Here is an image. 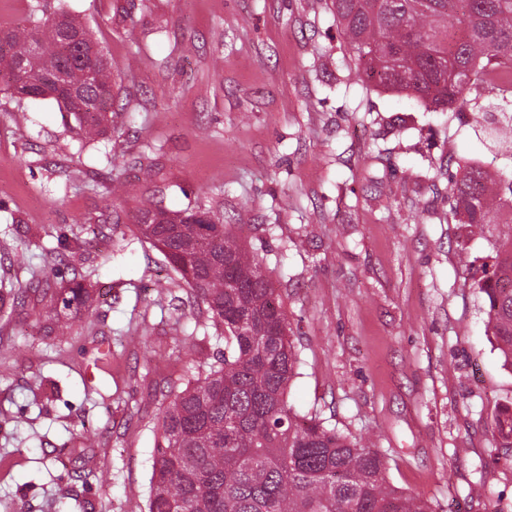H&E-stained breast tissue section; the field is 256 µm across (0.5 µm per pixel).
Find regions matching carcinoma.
Segmentation results:
<instances>
[{
	"instance_id": "cac0c4a2",
	"label": "carcinoma",
	"mask_w": 512,
	"mask_h": 512,
	"mask_svg": "<svg viewBox=\"0 0 512 512\" xmlns=\"http://www.w3.org/2000/svg\"><path fill=\"white\" fill-rule=\"evenodd\" d=\"M355 71L435 110L475 108L481 85L512 97V0H332ZM41 3L24 26L0 27V86L23 111L52 99L79 141L112 132L109 63L87 26L66 11L44 25ZM41 39L52 60L28 57ZM34 79L16 85L19 65ZM512 140V115L494 127ZM448 216L474 233L497 227L492 268L464 262L485 297L486 327L512 368V172L465 167L451 182ZM138 232L223 327L224 356L200 359L185 388L170 392L155 428L148 512H435L387 480L379 450L288 404L300 354L263 258L245 249L210 211L143 206ZM94 296L76 283L62 308L87 311Z\"/></svg>"
}]
</instances>
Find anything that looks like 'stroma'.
Wrapping results in <instances>:
<instances>
[{"mask_svg": "<svg viewBox=\"0 0 512 512\" xmlns=\"http://www.w3.org/2000/svg\"><path fill=\"white\" fill-rule=\"evenodd\" d=\"M43 2L105 48L116 115L83 148L55 101L18 125L0 93V512H147L157 416L193 370L182 341L224 348L136 234L145 203L213 211L263 256L302 358L290 406L379 448L435 512H512V371L461 269L492 263L494 239L449 221L447 174L511 171L512 149L358 79L330 0ZM76 224L96 240L74 246ZM76 281L98 302L60 312L61 336L8 298ZM162 283L182 305H156Z\"/></svg>", "mask_w": 512, "mask_h": 512, "instance_id": "1", "label": "stroma"}]
</instances>
